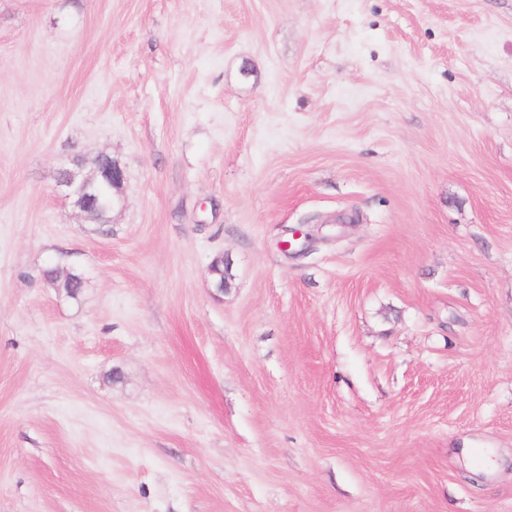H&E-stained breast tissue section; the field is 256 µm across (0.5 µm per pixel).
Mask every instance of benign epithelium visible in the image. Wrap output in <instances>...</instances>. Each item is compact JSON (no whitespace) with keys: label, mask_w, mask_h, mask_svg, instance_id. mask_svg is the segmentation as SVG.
I'll list each match as a JSON object with an SVG mask.
<instances>
[{"label":"benign epithelium","mask_w":512,"mask_h":512,"mask_svg":"<svg viewBox=\"0 0 512 512\" xmlns=\"http://www.w3.org/2000/svg\"><path fill=\"white\" fill-rule=\"evenodd\" d=\"M124 180L119 164L106 154L77 158L73 166L59 170L57 187L73 207L96 224L110 223L115 192Z\"/></svg>","instance_id":"benign-epithelium-1"}]
</instances>
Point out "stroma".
<instances>
[{"label":"stroma","mask_w":512,"mask_h":512,"mask_svg":"<svg viewBox=\"0 0 512 512\" xmlns=\"http://www.w3.org/2000/svg\"><path fill=\"white\" fill-rule=\"evenodd\" d=\"M0 512H512V0H0ZM124 180L119 164L106 154L76 158L72 167L59 170L57 187L73 207L95 224H110L115 194Z\"/></svg>","instance_id":"obj_1"}]
</instances>
